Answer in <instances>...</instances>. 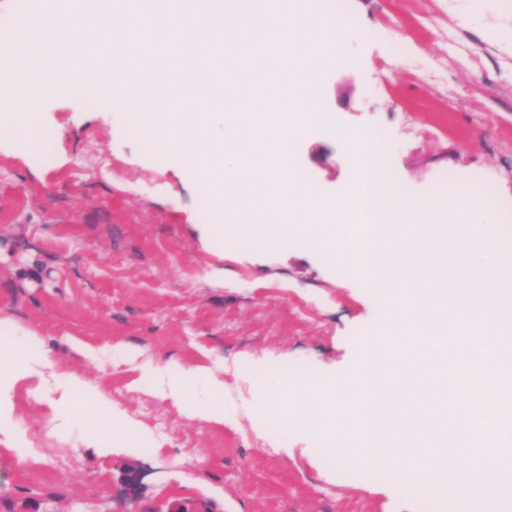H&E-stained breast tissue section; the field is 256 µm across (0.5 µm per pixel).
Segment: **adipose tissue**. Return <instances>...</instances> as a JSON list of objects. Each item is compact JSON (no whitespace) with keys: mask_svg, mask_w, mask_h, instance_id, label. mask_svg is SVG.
<instances>
[{"mask_svg":"<svg viewBox=\"0 0 512 512\" xmlns=\"http://www.w3.org/2000/svg\"><path fill=\"white\" fill-rule=\"evenodd\" d=\"M34 341L30 331L17 327L11 340L0 345V428L13 433L20 430L15 390L23 382L29 395L47 403L56 418L80 428L92 447H100L108 435L113 449L119 451L143 436V428L125 409L103 393H89L83 378L61 373L53 382H46L43 369L50 362L49 353L34 349ZM112 356L139 370V384H151L162 400L217 425L235 424L234 413L224 405V379L212 368L180 362L158 366L143 361L138 348L123 344L113 347Z\"/></svg>","mask_w":512,"mask_h":512,"instance_id":"obj_1","label":"adipose tissue"}]
</instances>
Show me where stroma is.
Instances as JSON below:
<instances>
[{"instance_id": "stroma-1", "label": "stroma", "mask_w": 512, "mask_h": 512, "mask_svg": "<svg viewBox=\"0 0 512 512\" xmlns=\"http://www.w3.org/2000/svg\"><path fill=\"white\" fill-rule=\"evenodd\" d=\"M316 3L349 24L292 145L294 167L323 198L346 201L357 175L348 137L373 131L402 198L482 196L472 222L512 252V44L486 36L512 26V0ZM29 119L49 135L35 149L0 121V341L17 324L35 331L56 369L92 382L149 440L91 447L19 387L23 427L0 445V512H458L392 487L385 472L339 470L314 430H289L287 459L256 431L260 411L220 427L133 387L126 365L81 357L78 341L132 344L157 364L220 359L242 406L261 371L304 366L319 387L357 373L379 295L337 279L308 245L215 254L189 164L131 131L125 109L57 87ZM131 467L142 474L133 499Z\"/></svg>"}]
</instances>
